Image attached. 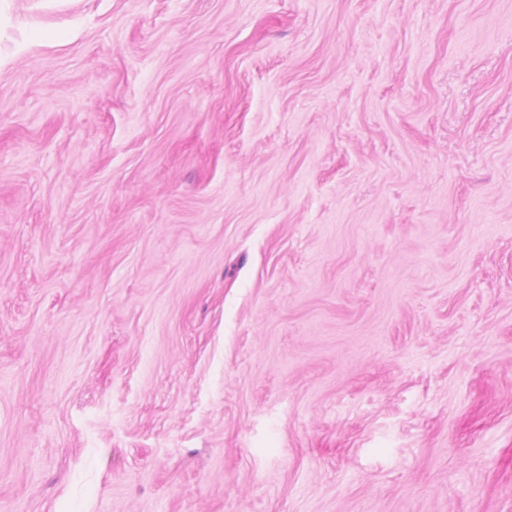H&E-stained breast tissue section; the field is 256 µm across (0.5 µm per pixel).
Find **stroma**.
Returning <instances> with one entry per match:
<instances>
[{"mask_svg":"<svg viewBox=\"0 0 512 512\" xmlns=\"http://www.w3.org/2000/svg\"><path fill=\"white\" fill-rule=\"evenodd\" d=\"M0 512H512V0H0Z\"/></svg>","mask_w":512,"mask_h":512,"instance_id":"obj_1","label":"stroma"}]
</instances>
